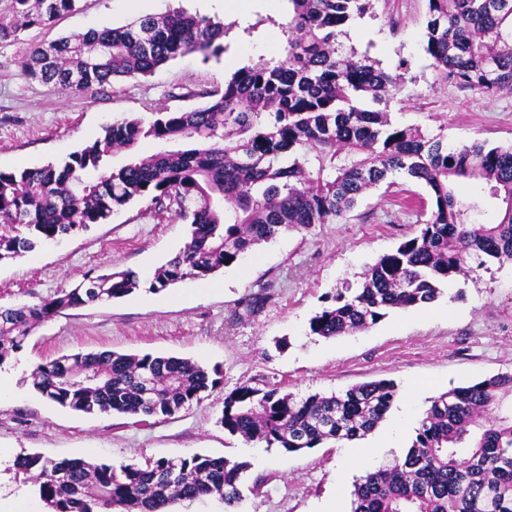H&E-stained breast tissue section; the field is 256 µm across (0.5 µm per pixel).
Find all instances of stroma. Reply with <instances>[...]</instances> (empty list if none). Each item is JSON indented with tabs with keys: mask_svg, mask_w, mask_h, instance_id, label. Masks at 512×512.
<instances>
[{
	"mask_svg": "<svg viewBox=\"0 0 512 512\" xmlns=\"http://www.w3.org/2000/svg\"><path fill=\"white\" fill-rule=\"evenodd\" d=\"M239 11L202 0H81L79 10L24 42L0 48V170L39 167L94 141L106 125L149 118V106H200L193 93L223 86L225 77L262 57L283 53L287 0H245ZM426 0H373L353 21L344 44L369 52L384 68L405 66L387 110L397 126H415L458 148L474 140L512 145V90L478 93L442 79L424 51ZM183 8L223 22L224 51L177 58L154 75L122 78L111 87L74 93L25 80L29 41H50L127 24ZM412 184L394 175L391 187L370 190L335 224L293 229L204 279L155 292V270L190 236L189 224L132 202L106 222L0 263V305L33 304L79 282L87 272L131 269L141 285L125 297L69 310L38 324L12 355L14 393L0 401V454L51 459L89 458L121 467L148 458L195 453L248 462L237 512H350L353 478L339 464L358 454L357 474L389 465L410 446L414 430L441 392L512 373V262L449 280L432 303L391 311L351 335H311L309 321L327 298L357 287L360 274L392 252L419 223L400 198ZM265 301L249 313L243 301ZM112 350L188 358L219 371V386L175 415L136 423L118 414L87 415L50 403L29 375L62 354ZM390 380L398 395L385 421L365 438L325 443L298 453L247 446L224 431V399L243 385H277L296 398L344 393ZM263 478L259 494L250 488Z\"/></svg>",
	"mask_w": 512,
	"mask_h": 512,
	"instance_id": "stroma-1",
	"label": "stroma"
}]
</instances>
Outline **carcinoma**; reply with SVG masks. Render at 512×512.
<instances>
[{
  "label": "carcinoma",
  "mask_w": 512,
  "mask_h": 512,
  "mask_svg": "<svg viewBox=\"0 0 512 512\" xmlns=\"http://www.w3.org/2000/svg\"><path fill=\"white\" fill-rule=\"evenodd\" d=\"M78 0H0V47L77 9ZM287 54L263 59L190 92L202 107L155 110L117 121L60 165L0 171V262L91 224L135 199L191 226L184 248L155 274L159 291L232 265L279 233L343 218L369 189L402 173L414 196L418 231L382 255L357 288L337 293L309 323L325 338L366 329L393 309L435 301L441 287L490 262L512 260V145L475 141L450 149L418 128L392 125L383 108L403 81L354 48L349 24L371 0H288ZM224 25L180 10L123 26L30 44L21 74L71 92L148 76L179 56L224 52ZM424 49L446 80L480 93L512 89V0H427ZM144 140L158 144L136 152ZM119 151L127 163L112 165ZM481 184L497 222L475 224L482 201L459 188ZM138 273H87L28 304L0 305V364L31 327L66 310L109 302L139 287ZM217 371L189 359L115 351L78 352L36 364L35 390L85 414L148 422L169 417L217 387ZM397 396L387 380L341 395L297 400L272 385H243L224 398L221 424L244 442L290 452L361 439L384 421ZM512 374L450 389L431 400L405 454L367 471L351 512H512ZM48 512H171L181 501L217 496L225 512L242 498L245 461L201 454L120 469L83 459H15Z\"/></svg>",
  "instance_id": "carcinoma-1"
}]
</instances>
